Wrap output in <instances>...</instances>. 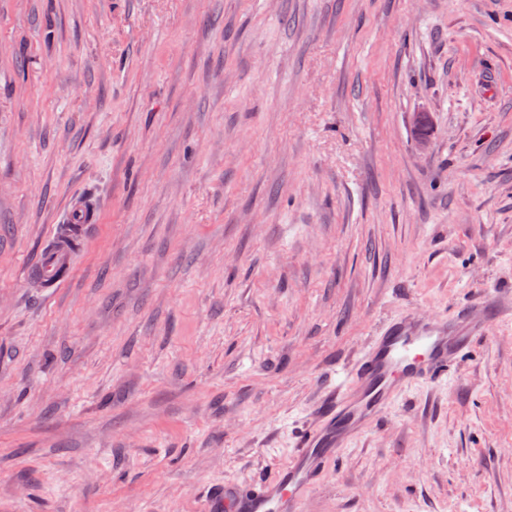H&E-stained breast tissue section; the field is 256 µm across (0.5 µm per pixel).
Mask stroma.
I'll return each mask as SVG.
<instances>
[{
    "label": "stroma",
    "mask_w": 512,
    "mask_h": 512,
    "mask_svg": "<svg viewBox=\"0 0 512 512\" xmlns=\"http://www.w3.org/2000/svg\"><path fill=\"white\" fill-rule=\"evenodd\" d=\"M508 295L512 0H0V512H205L385 321ZM305 510L512 512V316ZM95 221V211L88 212L82 197H77L68 204L62 224H70L71 233L83 240L87 224ZM58 241V234L54 231V247L45 254L42 263L38 266L43 288H62L66 278L56 275V270L63 267L68 272L73 262V255Z\"/></svg>",
    "instance_id": "stroma-1"
}]
</instances>
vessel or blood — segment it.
<instances>
[{"label":"vessel or blood","mask_w":512,"mask_h":512,"mask_svg":"<svg viewBox=\"0 0 512 512\" xmlns=\"http://www.w3.org/2000/svg\"><path fill=\"white\" fill-rule=\"evenodd\" d=\"M96 216L82 198L72 200L65 223L84 237ZM72 254L54 245L39 266L42 285L60 288L58 268H70ZM501 313L499 302L469 305L454 313L411 312L390 320L343 377L320 394L312 417L287 462L273 476L248 486L224 489V512H304V504L327 464L350 442L382 419L395 401L415 386L446 374Z\"/></svg>","instance_id":"b4317fda"}]
</instances>
